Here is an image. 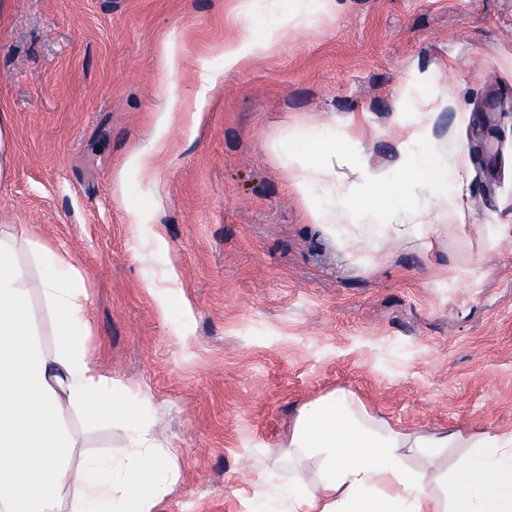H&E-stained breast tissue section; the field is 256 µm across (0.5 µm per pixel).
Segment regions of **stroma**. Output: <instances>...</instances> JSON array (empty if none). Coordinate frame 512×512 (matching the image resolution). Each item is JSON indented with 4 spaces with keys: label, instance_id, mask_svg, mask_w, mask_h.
<instances>
[{
    "label": "stroma",
    "instance_id": "35a3bbf8",
    "mask_svg": "<svg viewBox=\"0 0 512 512\" xmlns=\"http://www.w3.org/2000/svg\"><path fill=\"white\" fill-rule=\"evenodd\" d=\"M305 2L316 21L288 29L296 0H0V225L71 253L94 366L158 402L182 471L159 512H260L257 457L335 389L407 428L512 432V0ZM249 25L281 37L225 68ZM173 97L198 130L162 127ZM296 127L317 136L288 151L346 155L324 206L440 223L457 159L448 237L374 249L311 223L275 150ZM158 138L153 170L127 166ZM63 421L89 452L123 443ZM11 129L7 112L0 113V180H6L12 165Z\"/></svg>",
    "mask_w": 512,
    "mask_h": 512
}]
</instances>
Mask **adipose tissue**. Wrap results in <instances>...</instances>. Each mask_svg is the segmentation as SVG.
<instances>
[{"label": "adipose tissue", "mask_w": 512, "mask_h": 512, "mask_svg": "<svg viewBox=\"0 0 512 512\" xmlns=\"http://www.w3.org/2000/svg\"><path fill=\"white\" fill-rule=\"evenodd\" d=\"M343 159L332 143L313 156H288V180L313 223L340 239L395 238L420 247L447 235L456 216L449 192L440 224L401 217L361 224L352 204L316 205L311 186ZM33 291L60 338L50 357L31 338ZM89 330L85 279L70 253L23 226L0 225V512H158L180 479L174 450L154 434L153 395L92 365L83 342ZM70 407L110 418L124 446L106 456L82 454L60 425ZM452 448L465 454L441 471ZM283 468L287 481L273 482ZM264 471L273 512H512V433L407 429L343 389L299 407Z\"/></svg>", "instance_id": "adipose-tissue-1"}]
</instances>
